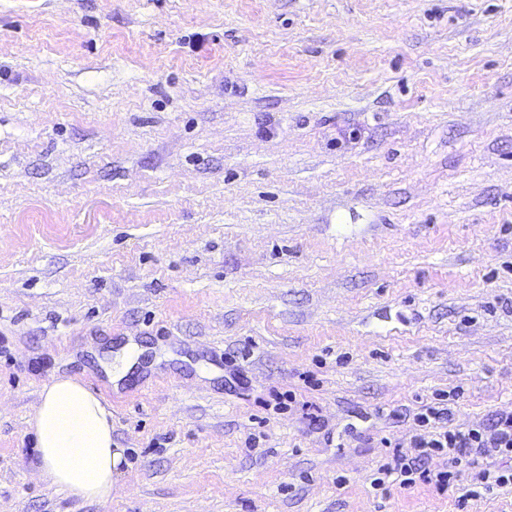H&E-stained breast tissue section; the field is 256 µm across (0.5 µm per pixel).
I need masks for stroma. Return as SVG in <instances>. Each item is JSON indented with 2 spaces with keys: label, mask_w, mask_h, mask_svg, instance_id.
<instances>
[{
  "label": "stroma",
  "mask_w": 512,
  "mask_h": 512,
  "mask_svg": "<svg viewBox=\"0 0 512 512\" xmlns=\"http://www.w3.org/2000/svg\"><path fill=\"white\" fill-rule=\"evenodd\" d=\"M63 375L109 502L31 467ZM435 404L512 409V0H0V512H512L372 488ZM136 347L134 344H129L119 351H116L114 357L108 367L106 368V375L111 383H114L116 387L119 383L129 377L131 371L134 368L129 356L131 348Z\"/></svg>",
  "instance_id": "35a3bbf8"
}]
</instances>
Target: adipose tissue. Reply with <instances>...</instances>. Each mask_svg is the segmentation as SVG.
Segmentation results:
<instances>
[{"instance_id":"adipose-tissue-1","label":"adipose tissue","mask_w":512,"mask_h":512,"mask_svg":"<svg viewBox=\"0 0 512 512\" xmlns=\"http://www.w3.org/2000/svg\"><path fill=\"white\" fill-rule=\"evenodd\" d=\"M35 435L34 472L69 496L106 502L121 455L101 400L73 377L45 384L29 420Z\"/></svg>"}]
</instances>
